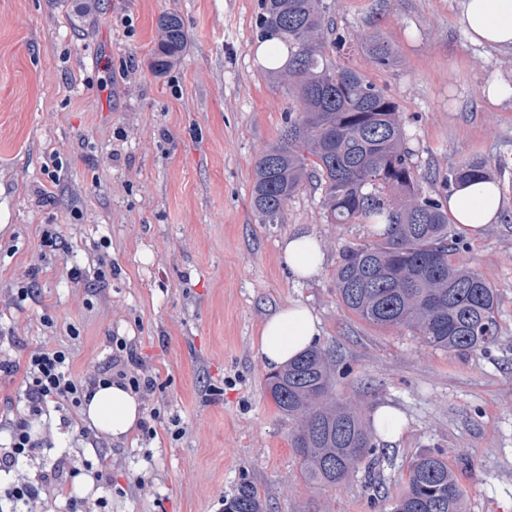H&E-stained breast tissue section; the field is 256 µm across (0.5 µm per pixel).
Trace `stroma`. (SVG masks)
Returning <instances> with one entry per match:
<instances>
[{
	"mask_svg": "<svg viewBox=\"0 0 512 512\" xmlns=\"http://www.w3.org/2000/svg\"><path fill=\"white\" fill-rule=\"evenodd\" d=\"M326 2L341 40L328 59L395 102L423 190L446 196L449 172L467 160L485 162L502 188L499 222L460 255L498 291L487 350H435L350 312L336 268L372 227L328 223L316 185L280 223L258 222L254 161L296 108L256 59L261 0H0V351L22 363L56 343L84 372L108 361L119 336L157 381L142 401L155 435L102 436L116 490L98 512H224L244 482L267 512H388L431 448L465 484L466 512H512V100L492 107L482 95L490 79L512 84V49L471 44L459 0ZM168 10L189 43L159 74L150 59ZM376 31L397 52L392 66L362 50ZM51 224L59 238L45 247ZM300 232L320 239L325 259L320 276L297 283L279 253ZM71 266L80 281L67 278ZM24 280L35 293L21 299ZM293 302L320 320L317 345L340 369L337 401L367 421L383 405L405 417L373 476L359 469L334 489L301 479L293 423L254 351L263 321Z\"/></svg>",
	"mask_w": 512,
	"mask_h": 512,
	"instance_id": "stroma-1",
	"label": "stroma"
}]
</instances>
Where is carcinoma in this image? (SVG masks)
Instances as JSON below:
<instances>
[{
    "label": "carcinoma",
    "instance_id": "cac0c4a2",
    "mask_svg": "<svg viewBox=\"0 0 512 512\" xmlns=\"http://www.w3.org/2000/svg\"><path fill=\"white\" fill-rule=\"evenodd\" d=\"M326 9L324 0H261L258 35L280 34L291 46L280 77L297 109L255 161V216L261 224L279 223L284 203L316 179L328 223L374 226V241L347 247L340 257L336 292L343 305L375 326L406 328L435 349L457 355L485 349L498 335V292L456 258L467 246L449 234L447 204L421 189L395 103L357 70L326 58ZM156 28L152 67L160 72L184 56L188 36L174 10L161 13ZM363 48L378 66L396 61L380 33L368 35ZM489 176L482 162H463L448 175V188ZM334 371L331 356L312 347L266 377L268 395L296 425L292 444L303 480L329 488L383 458L360 413L336 402ZM465 501L448 459L428 450L411 462L391 512H465ZM224 512H264V504L243 483Z\"/></svg>",
    "mask_w": 512,
    "mask_h": 512
}]
</instances>
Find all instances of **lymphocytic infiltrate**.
<instances>
[{
  "label": "lymphocytic infiltrate",
  "instance_id": "lymphocytic-infiltrate-1",
  "mask_svg": "<svg viewBox=\"0 0 512 512\" xmlns=\"http://www.w3.org/2000/svg\"><path fill=\"white\" fill-rule=\"evenodd\" d=\"M110 344L112 354L109 361L92 373L82 375L73 371L71 352L56 344H45L31 351L22 369L11 356H0L1 378L24 371L27 401L24 411L5 419L10 442L0 448V473L9 475L11 481L0 492L8 500L33 506L41 503L43 492L51 489L59 498L57 512H88L89 501L78 492L75 484L81 470L68 454H60L43 471L38 482L29 481L24 471L45 451V434L51 429L49 417L52 412H59L61 425H68L67 409L81 408L98 387L114 383L141 394L154 392L155 378L136 373L138 360L128 342L114 337Z\"/></svg>",
  "mask_w": 512,
  "mask_h": 512
}]
</instances>
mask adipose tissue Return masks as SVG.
<instances>
[{"label": "adipose tissue", "instance_id": "adipose-tissue-1", "mask_svg": "<svg viewBox=\"0 0 512 512\" xmlns=\"http://www.w3.org/2000/svg\"><path fill=\"white\" fill-rule=\"evenodd\" d=\"M458 22L472 43L494 50L512 48V0H460ZM447 207L458 232L478 238L499 221L502 191L495 181L477 180L452 191ZM280 258L300 281L317 277L324 264L321 244L309 234L286 238ZM319 336L317 316L306 305L293 303L263 322L255 351L263 363L276 369L311 348ZM84 414L94 426L120 437L134 428L142 410L134 395L113 384L93 393Z\"/></svg>", "mask_w": 512, "mask_h": 512}]
</instances>
